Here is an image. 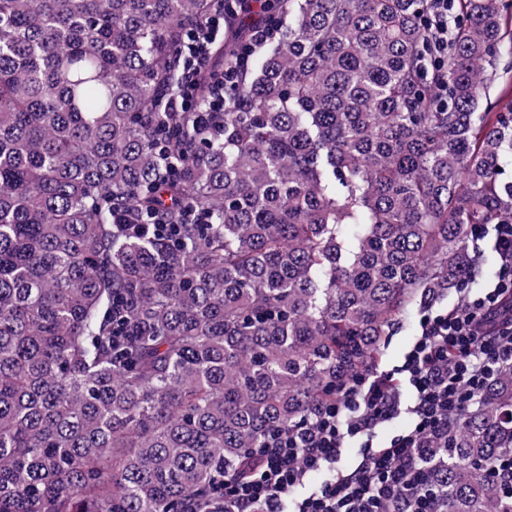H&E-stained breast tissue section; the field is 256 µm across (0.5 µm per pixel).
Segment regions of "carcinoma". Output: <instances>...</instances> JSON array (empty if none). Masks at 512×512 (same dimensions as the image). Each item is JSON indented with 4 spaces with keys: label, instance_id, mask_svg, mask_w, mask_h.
<instances>
[{
    "label": "carcinoma",
    "instance_id": "1",
    "mask_svg": "<svg viewBox=\"0 0 512 512\" xmlns=\"http://www.w3.org/2000/svg\"><path fill=\"white\" fill-rule=\"evenodd\" d=\"M228 0H0V512H224V474L380 363L512 223V0H266L214 124L166 112ZM127 211L131 224L112 222ZM175 226L144 234L134 221ZM512 368L448 437L443 512H512ZM433 3L435 10L433 23L431 25L433 29L431 47L438 51L448 38V8H446V3L448 2H446V0H435ZM276 29V22L273 19L262 17L252 29L251 41L245 44L241 50V60L245 64L253 55L256 47L267 43L273 36ZM420 316L421 313L416 314L410 323L400 325L392 336H387L382 366L388 368L402 360L418 329Z\"/></svg>",
    "mask_w": 512,
    "mask_h": 512
}]
</instances>
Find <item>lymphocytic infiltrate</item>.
<instances>
[{
  "label": "lymphocytic infiltrate",
  "mask_w": 512,
  "mask_h": 512,
  "mask_svg": "<svg viewBox=\"0 0 512 512\" xmlns=\"http://www.w3.org/2000/svg\"><path fill=\"white\" fill-rule=\"evenodd\" d=\"M228 24L216 14L192 28L178 50L183 70L167 109L192 112L200 124L223 111L233 71L198 74ZM498 270L489 287H465L449 309L429 306L402 364L355 375L311 418L271 434L249 456L246 471L224 477V512H430L425 459L454 422L480 406L487 383L512 367V223L494 227ZM391 438L380 431L397 419ZM358 454L343 463L342 452ZM324 480L304 489L306 477Z\"/></svg>",
  "instance_id": "1"
}]
</instances>
